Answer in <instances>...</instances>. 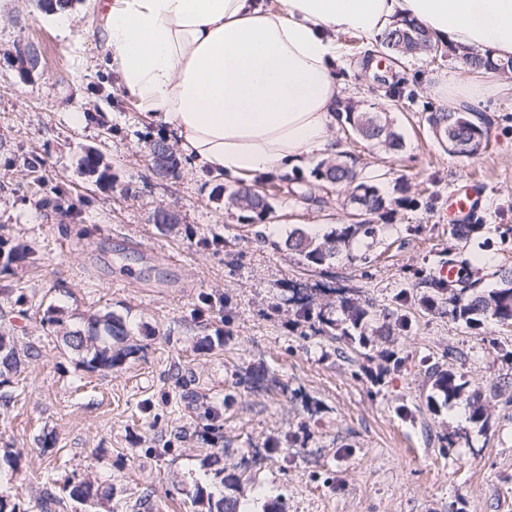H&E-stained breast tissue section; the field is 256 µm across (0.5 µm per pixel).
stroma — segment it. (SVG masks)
<instances>
[{"instance_id":"35a3bbf8","label":"stroma","mask_w":512,"mask_h":512,"mask_svg":"<svg viewBox=\"0 0 512 512\" xmlns=\"http://www.w3.org/2000/svg\"><path fill=\"white\" fill-rule=\"evenodd\" d=\"M67 16L65 30L37 0H0V240L36 256L0 274V334L39 351L0 388L13 396L0 415V455L12 454L0 459V495L40 512L38 490L59 495L68 477L88 475L103 497L66 501L62 512H133L142 499L151 512H199L190 492L209 483L215 460L243 512H512V325L475 330L417 302L419 272L449 255L482 256L486 289L512 268V74L479 73L473 107L489 119L492 145L466 158L448 154L424 121V106L452 105L459 62L447 48L364 77L341 71V102L387 110L401 137L394 151L336 119L343 152L386 194L400 182L432 206L396 209L375 238L315 268L282 246L295 229L320 236L342 223L336 193L303 200L306 168L276 179L272 215L251 221L228 200L234 182L195 174L188 159L157 179L150 146L164 127L105 67L94 0H73ZM20 39L45 57L26 81L10 55ZM399 82L413 100L390 97ZM90 149L111 164V187L81 173ZM27 156L42 159L39 172ZM37 175L67 189L73 214L40 203ZM472 175L483 182L487 229L463 240L448 198ZM162 207L179 223L156 224ZM294 286L312 309L340 289L411 327L367 348L337 329L312 332L288 300ZM50 305L74 329L113 312L136 352L111 370L84 368L44 323ZM450 368L488 401L485 426L458 402L430 404L433 372ZM211 408L215 436L203 431Z\"/></svg>"}]
</instances>
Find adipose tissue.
I'll return each mask as SVG.
<instances>
[{
  "instance_id": "adipose-tissue-1",
  "label": "adipose tissue",
  "mask_w": 512,
  "mask_h": 512,
  "mask_svg": "<svg viewBox=\"0 0 512 512\" xmlns=\"http://www.w3.org/2000/svg\"><path fill=\"white\" fill-rule=\"evenodd\" d=\"M98 37L121 88L190 157L225 179L285 177L335 156L334 32L400 19L439 46L512 57V0H98Z\"/></svg>"
}]
</instances>
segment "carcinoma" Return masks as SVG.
<instances>
[{
  "instance_id": "obj_1",
  "label": "carcinoma",
  "mask_w": 512,
  "mask_h": 512,
  "mask_svg": "<svg viewBox=\"0 0 512 512\" xmlns=\"http://www.w3.org/2000/svg\"><path fill=\"white\" fill-rule=\"evenodd\" d=\"M418 28L423 38L424 47L419 49L414 43L406 44L402 49L393 51L396 56L416 57L435 48L428 31L414 20L403 19L392 28L378 36L381 48L398 43L401 33ZM469 65L475 69L498 72L500 60L491 53L471 50L467 53ZM425 121L428 126L440 122L448 127V141H457L463 149L456 152L458 156L475 157L489 146V127L479 112H454L440 107L424 108ZM345 122L361 138L368 141L381 142L396 150L400 147V136L384 112H357L348 107L343 111ZM84 172L96 177V182L108 187L112 186L111 166L103 162L102 154L88 151L81 159ZM315 180L314 188L318 190L334 189L344 196V204L351 207L357 205L364 211V219L356 222L353 218L337 225L331 232L318 239L307 235L300 229L288 235L285 250L297 262L307 266H330L344 252H349L352 245L362 238H373L379 231V222L386 221L394 213V207L414 209L422 202L409 194L408 188L397 184L399 196H387L371 176L362 174L355 165L346 160V156L338 155L319 164L312 172ZM232 206L243 212L254 214L262 219L273 212L269 196L256 185L242 184L229 196ZM41 202L65 213L72 209V204L61 190L53 192V197H43ZM484 224H456L453 235L459 239H470L484 233ZM32 252L24 249L3 250L0 247V273L11 270L13 264L29 258ZM477 268L471 262L461 267V277L455 281H445L439 277L424 275L421 277L425 291L420 297V304L426 309L448 305V313L456 320L462 321L469 328H481L484 322L500 325H512V268L500 270L498 287L491 290L478 288L479 279L475 278ZM337 301L343 314L341 330L345 336L358 337L359 344L366 347L371 343L369 332L373 331L372 322L376 317L373 305L360 304L350 298L338 296ZM290 302L296 307L295 313L304 321L313 319L328 328L336 325V321L322 312L311 313L301 296L294 295ZM47 324L62 332L64 345L81 356V365L89 370L110 369L134 351L130 336L121 318L107 312L103 315L92 314L87 317V328L72 329L58 317V310L47 308ZM28 351L18 348L10 336L0 335V376L20 371L23 357ZM433 394L429 396L432 404L443 400L448 403L462 401L468 408L469 421L473 424L485 425L487 409L481 396L475 392L465 393L462 376L453 369L435 374L432 383ZM223 469L214 470L213 490L209 491L201 485L195 486L192 500L207 509V512H239L237 498L227 495L221 490L224 479L220 478ZM63 490L68 492L70 499L88 503L99 500L101 492L95 481L82 478L67 481Z\"/></svg>"
}]
</instances>
